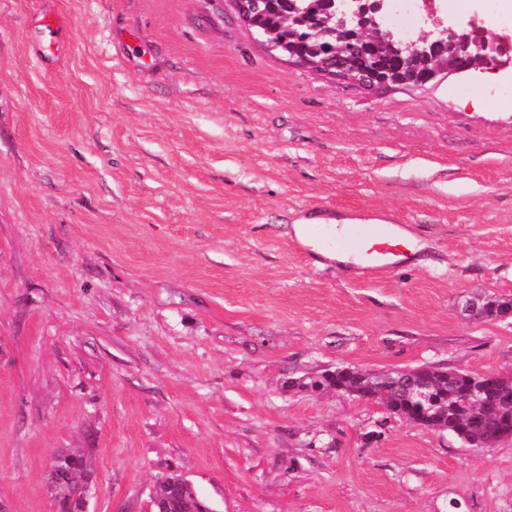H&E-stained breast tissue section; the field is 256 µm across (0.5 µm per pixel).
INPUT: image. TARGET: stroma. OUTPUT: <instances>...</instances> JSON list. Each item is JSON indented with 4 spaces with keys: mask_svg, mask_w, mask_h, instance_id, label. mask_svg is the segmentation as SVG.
<instances>
[{
    "mask_svg": "<svg viewBox=\"0 0 512 512\" xmlns=\"http://www.w3.org/2000/svg\"><path fill=\"white\" fill-rule=\"evenodd\" d=\"M60 19L49 30L44 16ZM512 77L367 91L216 0H0V507L190 479L217 512H512L482 450L290 381L512 370ZM394 220L418 264L316 265L297 218ZM473 296L469 298L464 307L463 311L466 315H469L470 318L476 320L481 318H486V314L480 304L481 299L485 309L489 314L493 316H498L501 314L507 313L509 310L512 311V299L499 297L496 295L484 294L479 297Z\"/></svg>",
    "mask_w": 512,
    "mask_h": 512,
    "instance_id": "obj_1",
    "label": "stroma"
}]
</instances>
